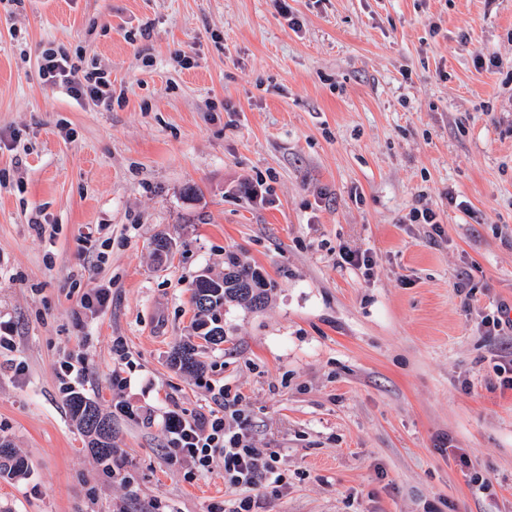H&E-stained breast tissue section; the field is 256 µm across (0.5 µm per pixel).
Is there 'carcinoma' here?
I'll return each instance as SVG.
<instances>
[{"instance_id": "1", "label": "carcinoma", "mask_w": 512, "mask_h": 512, "mask_svg": "<svg viewBox=\"0 0 512 512\" xmlns=\"http://www.w3.org/2000/svg\"><path fill=\"white\" fill-rule=\"evenodd\" d=\"M267 282L260 272L241 264L236 258L227 259L224 277L209 276L193 281L192 304L196 315V328L209 344L224 342V326L221 325L224 305L232 302L256 307L266 294ZM173 363L180 368L198 372L201 364L196 359V348L190 343L179 346L173 352ZM71 417L88 438L89 448L101 462L112 461L115 448L112 445V423L99 408L83 396L73 394L68 398ZM23 460L17 458L11 444L0 441V475L13 477L25 473Z\"/></svg>"}]
</instances>
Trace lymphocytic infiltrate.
Returning <instances> with one entry per match:
<instances>
[{"mask_svg": "<svg viewBox=\"0 0 512 512\" xmlns=\"http://www.w3.org/2000/svg\"><path fill=\"white\" fill-rule=\"evenodd\" d=\"M40 69L47 81L60 85L75 99L106 104L112 99V83L105 76L81 70L61 52L46 50ZM238 398L227 390L214 395L207 412L191 417L168 411L163 417L166 457L177 463L192 460L198 469L211 470L216 456L224 458V480L242 491L228 512H252V490L284 484L286 477L274 454L255 447L238 407Z\"/></svg>", "mask_w": 512, "mask_h": 512, "instance_id": "obj_1", "label": "lymphocytic infiltrate"}]
</instances>
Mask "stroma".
<instances>
[{
  "instance_id": "stroma-1",
  "label": "stroma",
  "mask_w": 512,
  "mask_h": 512,
  "mask_svg": "<svg viewBox=\"0 0 512 512\" xmlns=\"http://www.w3.org/2000/svg\"><path fill=\"white\" fill-rule=\"evenodd\" d=\"M288 3L298 27L275 0H0V439L27 464L0 512H222L223 459L169 463L162 427L221 386L286 473L253 512H512V328L482 322L512 308V0ZM48 48L111 104L48 82ZM230 253L268 299L214 346L191 283ZM188 341L202 372L171 362ZM78 355L103 415L155 410L113 418L119 470L59 387Z\"/></svg>"
}]
</instances>
